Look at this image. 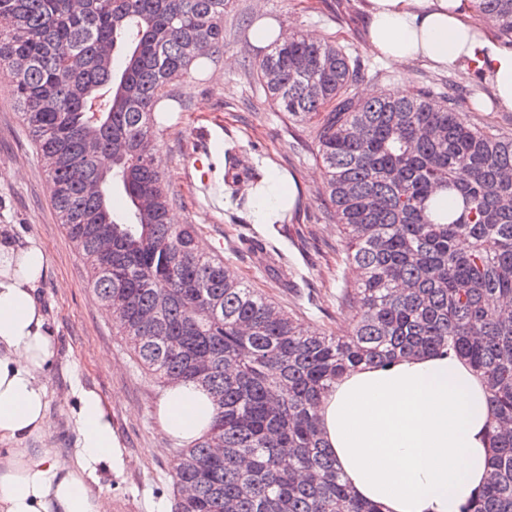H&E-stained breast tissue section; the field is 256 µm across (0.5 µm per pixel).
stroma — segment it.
<instances>
[{"instance_id":"stroma-1","label":"stroma","mask_w":512,"mask_h":512,"mask_svg":"<svg viewBox=\"0 0 512 512\" xmlns=\"http://www.w3.org/2000/svg\"><path fill=\"white\" fill-rule=\"evenodd\" d=\"M363 2L232 0L224 15L227 47L204 60L191 80L171 85L168 103L173 111L158 138L164 178L175 197L171 217L196 225L208 253L221 257L305 327L336 334L346 333L351 323L353 312L340 308L339 296L354 274L336 226L316 195L323 170L307 125L288 123L266 99L255 75L243 67L265 53L250 43L254 22L270 17L283 33L298 31L348 49L364 65L354 85L358 91L368 86L376 94L392 93L406 82L418 91L444 80L472 102L491 95L479 75L424 62L399 66L369 54ZM10 83L7 74H0V84L8 88L0 95V225H8L18 239L38 242L48 254L50 270L39 293L58 339L47 378L51 427L45 437L29 439L26 445L70 455L74 435L67 395L76 387L95 390L118 429L126 458L121 473H99L111 512H172L178 494L173 464L180 446L157 419L164 389L138 367L111 315L96 299L89 271L52 207L47 174ZM231 145L258 164L265 177L292 180L293 190L301 194L299 210L282 215L277 224L257 223L260 191L248 182L209 205L199 190L196 166H223ZM255 234L266 240L267 257L250 253L246 241Z\"/></svg>"}]
</instances>
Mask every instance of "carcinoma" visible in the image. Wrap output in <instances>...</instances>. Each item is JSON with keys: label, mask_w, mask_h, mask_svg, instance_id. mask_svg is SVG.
Returning <instances> with one entry per match:
<instances>
[{"label": "carcinoma", "mask_w": 512, "mask_h": 512, "mask_svg": "<svg viewBox=\"0 0 512 512\" xmlns=\"http://www.w3.org/2000/svg\"><path fill=\"white\" fill-rule=\"evenodd\" d=\"M228 5L0 0V72L97 299L160 386L216 406L180 451L172 512H383L342 482L319 400L349 369L424 353L464 359L488 390L494 479L462 512H512V136L471 123L460 96H355L331 40L290 34L249 62L285 119L315 121L320 197L357 271L349 332H309L169 219L157 106L224 49ZM472 8L512 42V0Z\"/></svg>", "instance_id": "obj_1"}]
</instances>
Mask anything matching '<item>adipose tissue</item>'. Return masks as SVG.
<instances>
[{
    "label": "adipose tissue",
    "instance_id": "obj_1",
    "mask_svg": "<svg viewBox=\"0 0 512 512\" xmlns=\"http://www.w3.org/2000/svg\"><path fill=\"white\" fill-rule=\"evenodd\" d=\"M366 49L389 63L426 60L478 72L488 109L512 112V49L473 17L471 0H366ZM49 259L35 242L0 233V512H107L99 471L121 472L124 451L103 398L77 388L69 413L74 452L29 448L49 429L46 370L58 341L40 299ZM485 385L455 356L424 355L346 371L318 417L343 480L384 512H461L493 478ZM216 416L199 387L160 399L165 433L189 444Z\"/></svg>",
    "mask_w": 512,
    "mask_h": 512
}]
</instances>
